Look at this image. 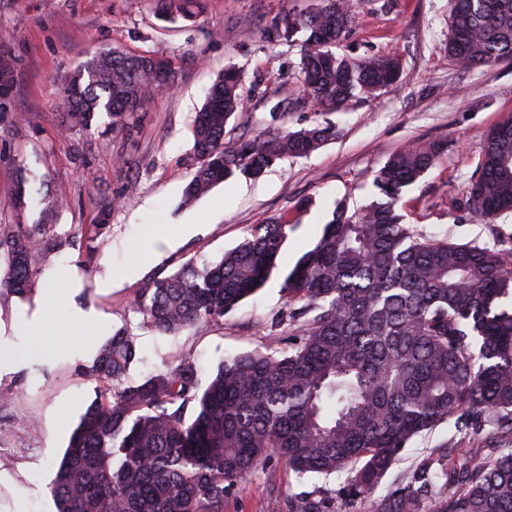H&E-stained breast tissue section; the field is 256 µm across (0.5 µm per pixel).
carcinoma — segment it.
<instances>
[{
    "instance_id": "carcinoma-1",
    "label": "carcinoma",
    "mask_w": 512,
    "mask_h": 512,
    "mask_svg": "<svg viewBox=\"0 0 512 512\" xmlns=\"http://www.w3.org/2000/svg\"><path fill=\"white\" fill-rule=\"evenodd\" d=\"M150 3L174 23L196 17L207 0ZM354 11V0H319L306 15L265 27L273 41L304 34L300 87L318 108H340L401 77L394 55L333 51ZM447 49L467 69L512 60V0H452ZM154 59L117 46L88 58L63 86L62 133L103 114L112 130L131 129L163 86ZM14 82V57L0 49L1 100ZM242 82L238 69H225L193 119L185 204L237 173L258 178L280 160L306 157L332 135L315 124L226 141L230 120L246 108ZM444 150L433 141L391 153L374 174L377 200L352 213L335 208L282 283L288 305L272 324L288 323V348L229 356L205 387L194 362L175 352L164 370L127 386L134 337L118 331L100 345L83 373L104 394L82 416L49 486L57 512H224L229 488L273 458L300 480L346 475L344 512L381 484L410 439L442 422L460 435L488 425L512 436V249L427 237L396 210ZM64 196L59 187L40 198L43 221ZM117 206L100 205L94 238ZM465 206L490 222L512 213L511 119L487 134ZM288 227L272 218L217 262L146 279L132 305L162 333L221 322L271 279ZM55 247L44 225L1 233L0 297L25 296ZM331 504L332 490L317 487L290 512H332ZM376 512H512V446L492 448L483 462L461 445L426 457Z\"/></svg>"
}]
</instances>
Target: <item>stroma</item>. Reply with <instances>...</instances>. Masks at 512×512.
I'll return each instance as SVG.
<instances>
[{
    "instance_id": "35a3bbf8",
    "label": "stroma",
    "mask_w": 512,
    "mask_h": 512,
    "mask_svg": "<svg viewBox=\"0 0 512 512\" xmlns=\"http://www.w3.org/2000/svg\"><path fill=\"white\" fill-rule=\"evenodd\" d=\"M316 0H209L189 21H160L147 0H0V49L16 58L15 83L0 100V231L40 223L33 202L19 203L21 171L37 174L41 191L63 185L68 200L50 234L58 243L35 274L26 297L0 300V512H56L49 493L58 464L98 382L82 373L114 332L128 330L137 356L124 382L142 383L180 351L202 381L226 357L279 342L288 326L266 321L284 309L281 274L321 238L333 210L376 198L373 174L405 147L443 141L447 149L398 205L405 223L457 244L512 247V215L487 223L463 199L486 134L512 118V61L465 69L446 49L449 0H356L355 18L337 53L397 56L399 82L374 96L355 95L342 108L318 110L302 99L300 48L270 43L266 22L312 11ZM118 46L130 54L169 60L172 84L160 88L131 133L103 120L61 137L56 114L64 79L93 53ZM239 67L245 85H259L230 124L229 138L297 131L317 123L335 134L305 158L277 162L257 179L236 176L193 204L182 202L195 166L193 116L217 74ZM284 113H275L278 103ZM99 199H115L103 244L93 245ZM280 217L291 224L278 261L279 276L244 300L218 326L177 334L156 331L131 305L147 278H163L187 261L219 260L252 226ZM136 264L133 278L119 270ZM61 288L72 303L94 310L96 324L58 319L54 346L36 345L46 311L43 291ZM457 440L442 423L413 437L375 494L351 512H371L378 498L407 478L414 464ZM342 478L298 480L285 464L239 479L224 512H288L290 498Z\"/></svg>"
}]
</instances>
